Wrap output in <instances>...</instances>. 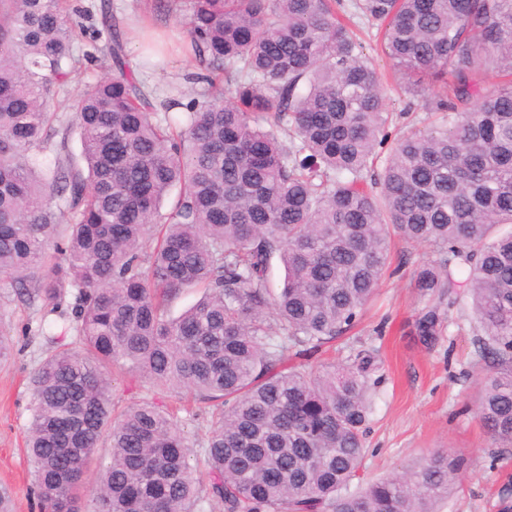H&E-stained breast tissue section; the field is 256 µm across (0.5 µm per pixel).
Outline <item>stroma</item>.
<instances>
[{"label": "stroma", "mask_w": 512, "mask_h": 512, "mask_svg": "<svg viewBox=\"0 0 512 512\" xmlns=\"http://www.w3.org/2000/svg\"><path fill=\"white\" fill-rule=\"evenodd\" d=\"M81 8L98 11L101 3L124 16L129 53L142 80L157 90L181 82L195 71L186 50V11L166 18L139 8L138 0H71ZM362 52L381 76L389 112L411 111L423 116L421 98L411 96L392 62L383 54L374 30L357 33ZM93 36L79 35L72 52L81 60L65 88L77 94L85 84L107 74L104 57H91ZM396 275L384 277L374 300L357 326L335 342L334 350L311 358L312 367L344 362L354 341L374 346L381 362L382 381L376 391L368 424L367 454L361 478L372 482L400 475L445 451L469 461L454 489L438 502L439 512H500L501 501L512 503V454L496 456V444L481 424L476 408L481 375L471 371L475 333L470 310L453 315L434 349L413 341L409 331L425 300L415 286V274L433 258L430 249L393 237ZM0 329L8 332L20 351L0 364V484L14 492L15 512H40L32 491L31 466L24 452L30 419V372L53 353L65 323L58 315H43L41 303H22L10 279L0 278Z\"/></svg>", "instance_id": "obj_1"}]
</instances>
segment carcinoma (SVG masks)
Instances as JSON below:
<instances>
[{"label": "carcinoma", "mask_w": 512, "mask_h": 512, "mask_svg": "<svg viewBox=\"0 0 512 512\" xmlns=\"http://www.w3.org/2000/svg\"><path fill=\"white\" fill-rule=\"evenodd\" d=\"M351 7L424 99L423 125L393 141L343 0H191L188 99L136 76L103 6L86 18L107 34L94 49L112 73L64 102L79 22L63 0H0V276L51 313L70 308L75 332L29 377L42 512H203L209 500L224 512H435L468 468L446 452L349 491L377 350L362 343L322 371L303 363L358 322L394 232L435 255L415 279L423 346L444 336L459 288L471 298L472 367L489 370L477 414L509 451L512 0ZM55 138L53 166L37 170L32 156ZM195 288L202 297L170 316ZM116 368L194 396L206 481L174 411L141 401L114 414ZM103 442L110 462L86 501Z\"/></svg>", "instance_id": "carcinoma-1"}]
</instances>
